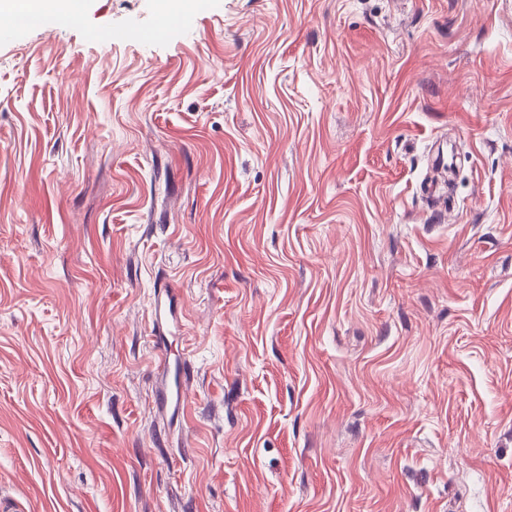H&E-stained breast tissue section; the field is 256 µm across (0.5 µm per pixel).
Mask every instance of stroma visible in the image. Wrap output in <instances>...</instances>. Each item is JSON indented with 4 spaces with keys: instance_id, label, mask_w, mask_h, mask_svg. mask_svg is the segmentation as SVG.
<instances>
[{
    "instance_id": "35a3bbf8",
    "label": "stroma",
    "mask_w": 512,
    "mask_h": 512,
    "mask_svg": "<svg viewBox=\"0 0 512 512\" xmlns=\"http://www.w3.org/2000/svg\"><path fill=\"white\" fill-rule=\"evenodd\" d=\"M157 13L0 43V503L512 512V0Z\"/></svg>"
}]
</instances>
